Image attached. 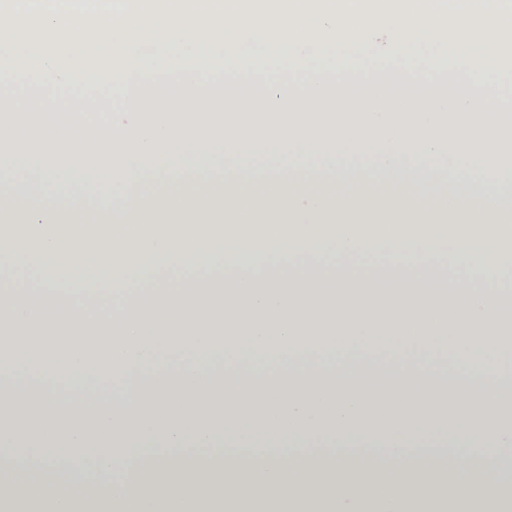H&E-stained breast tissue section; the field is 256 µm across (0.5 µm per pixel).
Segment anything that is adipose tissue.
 Wrapping results in <instances>:
<instances>
[{
  "label": "adipose tissue",
  "instance_id": "1",
  "mask_svg": "<svg viewBox=\"0 0 512 512\" xmlns=\"http://www.w3.org/2000/svg\"><path fill=\"white\" fill-rule=\"evenodd\" d=\"M163 146L177 167L148 164ZM507 146L512 135L406 128L31 146L0 197V374L77 382L110 370L128 410L81 414L1 392L0 512H122L138 487L154 512H512L501 473L478 490L454 451L461 435L472 455L512 460V409L495 396L419 378L380 393L313 379L359 349L399 372L430 371L444 350L462 374L501 372ZM85 152L121 187L108 210L42 192L44 173ZM248 153L260 161L247 168ZM374 254L427 277L329 273ZM438 254L450 267L433 269ZM185 270L201 283L168 284ZM90 284L103 286L108 316L64 318ZM283 352L288 377L251 395L208 381L218 365L257 371ZM162 365L171 380L149 385Z\"/></svg>",
  "mask_w": 512,
  "mask_h": 512
}]
</instances>
